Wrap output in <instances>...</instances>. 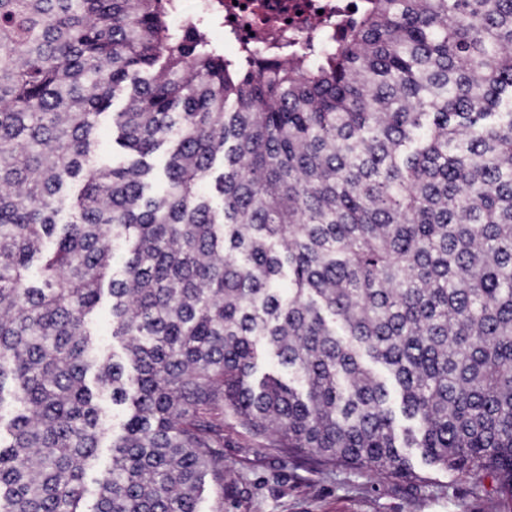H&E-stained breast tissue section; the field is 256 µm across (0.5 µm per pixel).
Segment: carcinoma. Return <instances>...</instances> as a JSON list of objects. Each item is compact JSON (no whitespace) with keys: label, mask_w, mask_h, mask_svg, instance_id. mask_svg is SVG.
<instances>
[{"label":"carcinoma","mask_w":512,"mask_h":512,"mask_svg":"<svg viewBox=\"0 0 512 512\" xmlns=\"http://www.w3.org/2000/svg\"><path fill=\"white\" fill-rule=\"evenodd\" d=\"M361 2L283 60L177 0H0V512H79L106 438L89 512H197L226 413L512 495V0ZM116 137L117 132L112 129V124L107 119L103 118L99 126L97 150L100 157L105 162L112 160V143L115 141ZM114 147L118 150L115 142ZM91 327L94 338L101 347L120 352L119 345L112 339V314L107 301H104L94 314Z\"/></svg>","instance_id":"obj_1"}]
</instances>
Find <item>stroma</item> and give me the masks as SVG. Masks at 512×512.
Masks as SVG:
<instances>
[{
	"label": "stroma",
	"mask_w": 512,
	"mask_h": 512,
	"mask_svg": "<svg viewBox=\"0 0 512 512\" xmlns=\"http://www.w3.org/2000/svg\"><path fill=\"white\" fill-rule=\"evenodd\" d=\"M275 436L254 438L224 419L223 486L208 484L198 512H507L490 477L475 480L430 470L413 482L346 464L320 467L284 451Z\"/></svg>",
	"instance_id": "1"
}]
</instances>
